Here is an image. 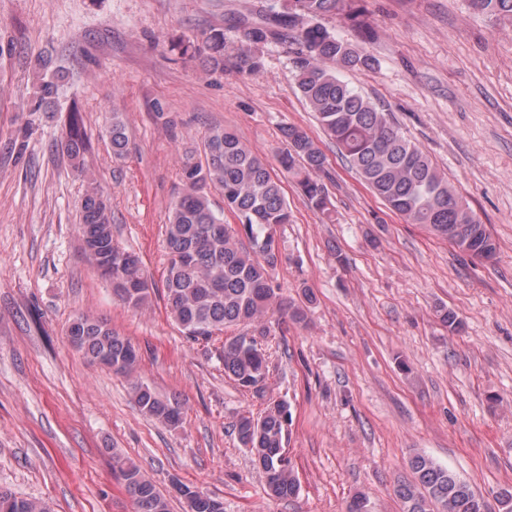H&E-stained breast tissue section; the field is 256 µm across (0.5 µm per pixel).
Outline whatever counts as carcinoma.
Wrapping results in <instances>:
<instances>
[{
	"label": "carcinoma",
	"mask_w": 512,
	"mask_h": 512,
	"mask_svg": "<svg viewBox=\"0 0 512 512\" xmlns=\"http://www.w3.org/2000/svg\"><path fill=\"white\" fill-rule=\"evenodd\" d=\"M473 11L491 21L512 22V0H470ZM352 8V0H286L285 10L257 9L237 28V41L228 45L224 29L212 28L201 41L189 42L183 52L202 59L211 73L228 67L250 77L263 68L262 48L271 41L293 40L292 58L297 90L339 154L358 177L394 214L418 224L448 241L460 252L490 259L497 251L487 225L476 219L468 204L448 184V179L427 154L413 144L378 107L348 83L339 72L371 68L375 59L359 46L330 32L323 20ZM61 76L53 72L39 85V102L53 98ZM112 154L128 151L126 125L117 112L108 127ZM286 142L277 156L281 170L290 176L308 204L330 214V200L321 176L327 157L300 127L281 128ZM89 143L79 114L71 118L61 144L78 172H83ZM183 188L170 207L165 224L169 265L164 281L166 307L183 334L207 343L234 327H250L260 336L269 333L270 314L283 310L280 288L273 272L279 259L278 229L290 222L291 212L280 181L269 164L247 146L237 133L224 126L206 132L198 156L185 159ZM224 200V210H214L211 191ZM85 247L94 246L104 257L96 268L112 278V291L122 304L145 308L154 293L140 257L121 248L112 234V210L95 189L81 204ZM232 213L237 227L224 223ZM66 336L71 346L90 362L115 373L132 376L140 362L131 341L98 317L81 313L73 317ZM224 375L239 386L255 389L268 374V362L256 339L224 338L220 354ZM132 398L139 411L168 427L183 419L179 400L162 397L150 386L134 381ZM288 408L282 402L268 405L260 416L241 415L235 423L240 444L247 448L261 471L270 495L278 499L296 496L298 481L284 454ZM412 480L394 489L402 512H487L483 497L454 471L437 464L424 453L408 461ZM112 468L133 499L135 512H169L168 500L132 460L115 456ZM187 512H224L217 498L199 497L194 488L176 487ZM0 512H52L39 498L19 497L0 488Z\"/></svg>",
	"instance_id": "obj_1"
}]
</instances>
